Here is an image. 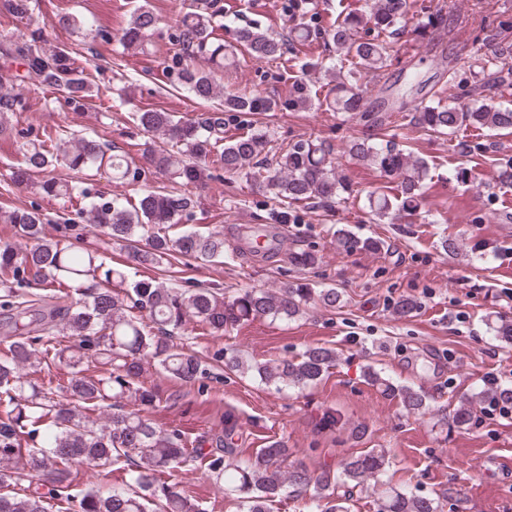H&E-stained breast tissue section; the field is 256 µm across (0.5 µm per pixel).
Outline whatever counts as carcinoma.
Masks as SVG:
<instances>
[{"label":"carcinoma","instance_id":"1","mask_svg":"<svg viewBox=\"0 0 512 512\" xmlns=\"http://www.w3.org/2000/svg\"><path fill=\"white\" fill-rule=\"evenodd\" d=\"M0 11L26 28L33 23L32 0H0ZM409 14V0H371L366 12L348 8L343 22L317 30L336 49L335 84L322 96L312 90L309 80L296 77L282 102L259 92L226 90L214 78L226 56L234 66L246 59L288 62L280 35L246 26L237 33V46L228 49L214 36L220 23L207 0H191L166 45L169 75L199 99L222 98L223 109L187 120L157 110L132 113L133 122L156 138L148 153L153 173L169 182L142 194L135 204L120 197L93 196L87 187L88 170L122 181H138L146 174L112 147L77 139L64 129L54 137L18 145L22 160L11 170L13 184L36 188L55 199L93 197L90 223L151 274L129 283L124 262L107 260L99 248L89 244L74 249L46 237L43 214L34 206L0 212V222L14 225L16 236L24 241L19 247L9 242L0 245V512H48L53 507L71 512L75 501L78 512H205L179 484L162 480L163 474L180 465L196 467L246 512H270V503L290 490L309 495V512H349L354 489L369 485L378 491L377 512H439L438 500L391 484L384 448H367L346 459L337 471L324 468L315 473L288 463L290 448L283 439L270 440L254 456L238 459L244 428L232 410L224 413L221 432L191 442L181 430L165 428L148 415L165 398L175 402L183 398L178 391L165 397L147 386L153 373L162 372L184 386L196 385L206 373L202 358L183 342L187 325L224 336L257 319L293 321L314 297L325 309L343 303L337 289L316 293L305 283L228 296L220 283L176 288L159 277L161 268L187 258L224 263V234L192 229L170 233L193 215L197 200L191 187L206 177L210 163L220 166L228 179H243L267 198L279 224L300 225L316 205L337 203L350 190L324 143L309 139L279 143L263 129L230 135V126L250 123L283 105L295 109L324 105L336 112H352L379 128L390 122L442 135L462 127L512 130V107L491 98L449 103L443 98L444 88L436 101L413 112L384 116L367 109L365 78L387 67L392 36L401 31ZM155 23L154 14L138 6L121 29L119 41L142 47ZM58 24L87 36L101 35L86 17L63 15ZM367 27L376 35L357 37L358 30ZM201 57L213 67H197L194 61ZM476 68L491 84L512 86V50L496 46L484 57L463 61L454 72ZM18 81L49 87L76 108L85 106L92 88L70 51L42 35L27 39L19 28L0 33V88ZM17 103L10 91H0L1 134L10 130L8 113ZM349 153L386 178L368 193L370 211L378 220L415 213L427 174L423 159L393 139L379 144L355 140ZM58 162L73 172L71 179L52 175ZM333 235L347 253H376L384 248L380 240L342 228ZM318 261L311 247L288 252V263L297 269L313 268ZM417 308L414 299L402 297L394 301L392 314L402 319ZM212 359L268 388L303 389L323 377L336 361V351L315 345L291 358L251 362L219 348ZM61 366L67 369L62 385L53 374ZM364 377L385 396L400 398L409 412L429 411L421 391L397 386L373 368ZM59 392L66 393L71 404L56 400ZM487 397L512 399V389L461 399L453 422L467 424L475 405ZM18 467L37 479L21 494L7 484ZM119 470L128 471L130 480L117 486L112 475ZM82 484L85 489L77 500L74 490Z\"/></svg>","mask_w":512,"mask_h":512}]
</instances>
